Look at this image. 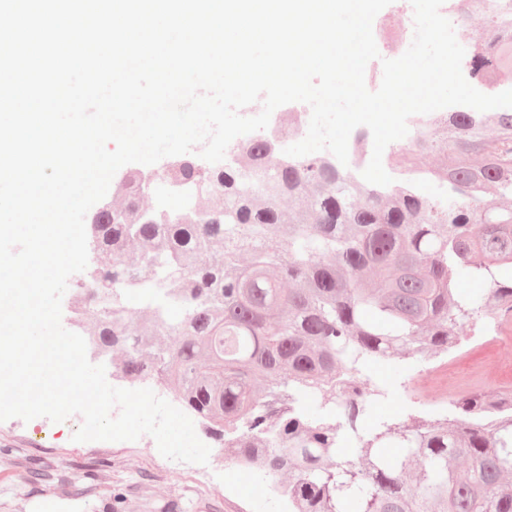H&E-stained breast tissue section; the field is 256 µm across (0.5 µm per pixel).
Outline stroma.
Masks as SVG:
<instances>
[{
    "label": "stroma",
    "instance_id": "1",
    "mask_svg": "<svg viewBox=\"0 0 512 512\" xmlns=\"http://www.w3.org/2000/svg\"><path fill=\"white\" fill-rule=\"evenodd\" d=\"M455 337L456 346L436 357L369 364L367 383L385 396L364 426L382 418L432 419L455 412L456 401L472 390L512 385V345L492 343L476 317ZM81 424L77 414L60 423L45 417L0 422V512H103L118 493L126 498L122 512H288L287 500L238 466L204 428L196 434L211 453L208 464L199 465L164 458L150 436L122 448L73 441ZM28 459L50 464L51 479H26L18 464Z\"/></svg>",
    "mask_w": 512,
    "mask_h": 512
}]
</instances>
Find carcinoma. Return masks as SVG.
Masks as SVG:
<instances>
[{"label": "carcinoma", "instance_id": "cac0c4a2", "mask_svg": "<svg viewBox=\"0 0 512 512\" xmlns=\"http://www.w3.org/2000/svg\"><path fill=\"white\" fill-rule=\"evenodd\" d=\"M457 11L476 22L474 80L511 79L512 15L494 0ZM422 148L448 181L438 205L369 189L320 155L269 161L255 141L236 168L183 157L171 179L198 193L173 217L130 171L115 188L125 206L92 218L82 330L95 323L117 371L160 376L289 512H512V393L473 391L448 418L360 425L376 395L367 363L437 356L475 314L512 315V108L450 112L448 133ZM490 192L508 204L485 210ZM470 280L485 293L458 291ZM147 282L162 304L115 294Z\"/></svg>", "mask_w": 512, "mask_h": 512}]
</instances>
